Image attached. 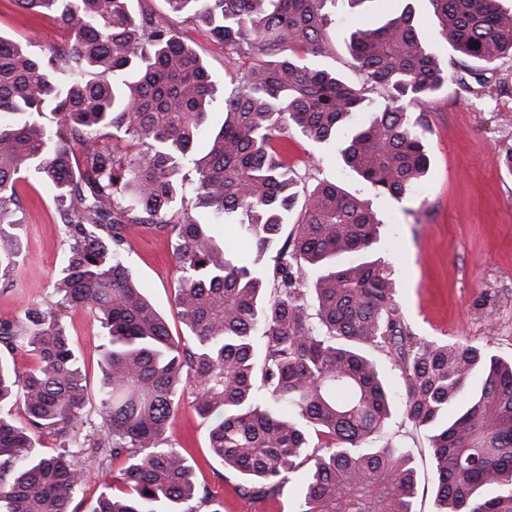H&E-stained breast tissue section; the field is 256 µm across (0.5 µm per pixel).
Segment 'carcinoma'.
<instances>
[{
    "label": "carcinoma",
    "mask_w": 512,
    "mask_h": 512,
    "mask_svg": "<svg viewBox=\"0 0 512 512\" xmlns=\"http://www.w3.org/2000/svg\"><path fill=\"white\" fill-rule=\"evenodd\" d=\"M15 2L52 17L65 40L38 53L0 36V271L26 258L17 185L28 176L54 193L66 260L57 301L0 322V512H77L87 467L109 457L124 465L88 512L212 504L168 435L187 387L210 420L211 455L252 496L274 495L311 460L296 512H414L416 471L385 438L396 404L370 348L405 373L404 415L428 438L440 512H512V361L413 332L393 270L374 252L382 220L337 184L319 183L281 239L297 199L281 147L289 131L339 142L345 166L375 195L401 200L429 170L410 112L449 79L497 91L490 72L512 57V11L498 0H430L453 52L446 71L409 8L353 31L350 55L386 97L380 111L365 88L316 61L327 0H166L237 64L212 131L217 85L203 59L174 29L135 15L130 0ZM45 112L56 129L39 121ZM358 112L371 116L355 124ZM125 137L142 150L117 152L112 141ZM187 164L196 205L217 220L241 214L247 247L216 241L187 212L173 220ZM131 224L176 237L182 338L130 279ZM272 245L270 276L251 250ZM73 309L104 330L99 427L84 416L87 381L64 324ZM22 351L35 360L24 371L9 362ZM11 401L23 417L3 410ZM46 437L59 440L51 454L39 449Z\"/></svg>",
    "instance_id": "obj_1"
}]
</instances>
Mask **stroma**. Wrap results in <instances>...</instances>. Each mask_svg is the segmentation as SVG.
<instances>
[{
    "label": "stroma",
    "instance_id": "obj_1",
    "mask_svg": "<svg viewBox=\"0 0 512 512\" xmlns=\"http://www.w3.org/2000/svg\"><path fill=\"white\" fill-rule=\"evenodd\" d=\"M133 12L146 11L178 28L183 40L205 61L217 84L230 82L235 67L224 48L203 27L171 13L166 0H131ZM412 8L440 66L450 51L439 34L429 0H366L350 10L343 0L331 8L330 53L323 62L355 84L362 74L351 65L350 33L374 26ZM0 35L42 47L62 44L63 33L48 16L0 0ZM424 144L429 171L411 195L395 201L373 195L343 168L331 145H319L298 132L288 136V157L295 168L298 200L321 181L342 184L369 200L382 220L378 249L390 263L398 299L414 333L429 340L459 341L512 359V175L498 163L500 151L512 147V92L489 96L445 83L425 106ZM23 205L19 230L27 258L8 276H0V321L16 319L33 304L56 301L55 280L64 263L62 226L52 192L37 180L20 182ZM125 264L132 279L165 315L172 336L185 333L174 296L180 272L170 234L140 224L126 234ZM66 326L88 386L86 416L100 425L98 388L102 377L101 327L83 310L71 311ZM184 391L169 433L195 465L199 486L222 501L224 512H295L310 464L300 466L277 495L243 494L245 479L213 458L207 442L208 421ZM388 437L408 448L417 474L415 512H438L429 442L402 413H394Z\"/></svg>",
    "mask_w": 512,
    "mask_h": 512
}]
</instances>
